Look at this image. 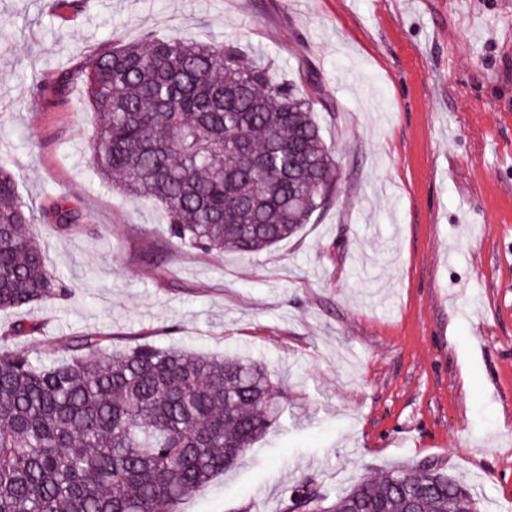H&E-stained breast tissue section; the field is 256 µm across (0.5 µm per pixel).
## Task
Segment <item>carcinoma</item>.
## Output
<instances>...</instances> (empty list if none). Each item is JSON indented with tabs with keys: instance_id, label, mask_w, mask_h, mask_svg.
Instances as JSON below:
<instances>
[{
	"instance_id": "carcinoma-1",
	"label": "carcinoma",
	"mask_w": 512,
	"mask_h": 512,
	"mask_svg": "<svg viewBox=\"0 0 512 512\" xmlns=\"http://www.w3.org/2000/svg\"><path fill=\"white\" fill-rule=\"evenodd\" d=\"M98 115L92 168L125 196L164 209L178 244L240 256L299 232L335 198L336 160L312 100L230 43L184 39L112 46L58 74ZM58 199L41 213L0 165V310L66 295L32 225L78 227ZM16 322L0 339L31 336ZM74 336L48 363L0 355V512H179L282 415L266 368L242 357L138 344L112 351ZM299 512H476L471 490L404 467L364 478L332 502L295 487Z\"/></svg>"
}]
</instances>
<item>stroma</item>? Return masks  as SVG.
<instances>
[{"instance_id":"35a3bbf8","label":"stroma","mask_w":512,"mask_h":512,"mask_svg":"<svg viewBox=\"0 0 512 512\" xmlns=\"http://www.w3.org/2000/svg\"><path fill=\"white\" fill-rule=\"evenodd\" d=\"M0 0V161L34 208L82 226L34 236L67 296L8 350L46 361L97 332L262 362L284 414L181 512H288L304 480L432 465L481 512H512V0ZM238 44L309 89L338 197L251 257L180 247L155 203L93 171L97 116L47 81L145 35ZM45 82L40 100L32 87Z\"/></svg>"}]
</instances>
